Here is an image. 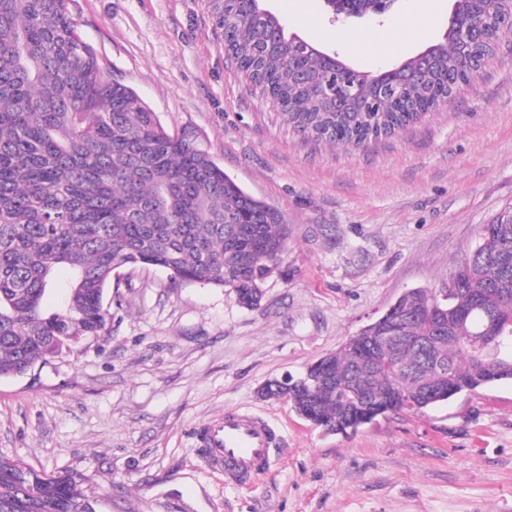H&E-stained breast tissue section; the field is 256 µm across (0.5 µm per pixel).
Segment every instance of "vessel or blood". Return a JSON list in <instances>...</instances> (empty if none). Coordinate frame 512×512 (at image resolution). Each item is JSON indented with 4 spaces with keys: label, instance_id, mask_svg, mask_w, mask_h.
I'll list each match as a JSON object with an SVG mask.
<instances>
[{
    "label": "vessel or blood",
    "instance_id": "vessel-or-blood-1",
    "mask_svg": "<svg viewBox=\"0 0 512 512\" xmlns=\"http://www.w3.org/2000/svg\"><path fill=\"white\" fill-rule=\"evenodd\" d=\"M195 435L206 467L223 474L228 485L268 470L278 440L270 420L239 410L225 411L223 417L204 422Z\"/></svg>",
    "mask_w": 512,
    "mask_h": 512
}]
</instances>
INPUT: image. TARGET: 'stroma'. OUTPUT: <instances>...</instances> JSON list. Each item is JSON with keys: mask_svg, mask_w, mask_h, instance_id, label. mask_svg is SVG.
Listing matches in <instances>:
<instances>
[{"mask_svg": "<svg viewBox=\"0 0 512 512\" xmlns=\"http://www.w3.org/2000/svg\"><path fill=\"white\" fill-rule=\"evenodd\" d=\"M289 34L378 73L440 41L454 0L338 18L325 0H261ZM104 79L168 132L194 130L289 226L258 308L158 268L112 275L105 336L0 379V456L80 474L97 512H512V381L332 434L266 380L305 373L405 292L441 288L479 225L512 215V35L448 103L362 147L299 133L224 51L212 0H77ZM227 409L281 431L241 485L204 469L194 432Z\"/></svg>", "mask_w": 512, "mask_h": 512, "instance_id": "obj_1", "label": "stroma"}]
</instances>
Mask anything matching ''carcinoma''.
<instances>
[{
  "instance_id": "obj_1",
  "label": "carcinoma",
  "mask_w": 512,
  "mask_h": 512,
  "mask_svg": "<svg viewBox=\"0 0 512 512\" xmlns=\"http://www.w3.org/2000/svg\"><path fill=\"white\" fill-rule=\"evenodd\" d=\"M75 0H0V378L108 331L112 273L162 268L179 284L226 288L256 308L288 224L244 191L191 132L169 133L102 63ZM227 53L298 131L364 146L418 122L470 83L512 32L500 0H455L442 41L375 75L335 66L257 0H216ZM483 30L477 47L456 35ZM460 286L419 288L295 380L312 424L354 432L399 388L419 413L512 380V219L479 227ZM0 512H97L70 470L0 457Z\"/></svg>"
}]
</instances>
